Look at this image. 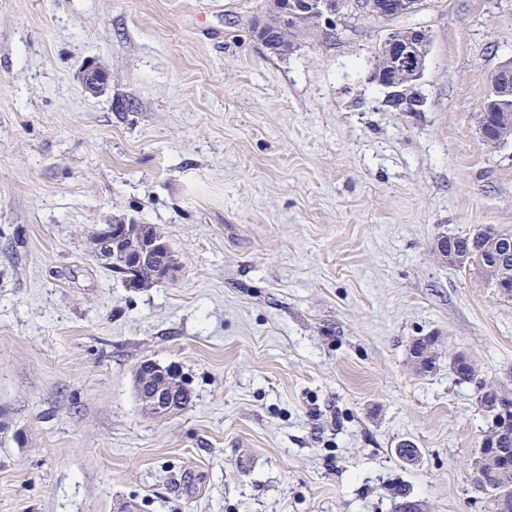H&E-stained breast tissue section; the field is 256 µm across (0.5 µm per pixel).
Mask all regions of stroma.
Returning <instances> with one entry per match:
<instances>
[{
    "label": "stroma",
    "mask_w": 512,
    "mask_h": 512,
    "mask_svg": "<svg viewBox=\"0 0 512 512\" xmlns=\"http://www.w3.org/2000/svg\"><path fill=\"white\" fill-rule=\"evenodd\" d=\"M265 8L0 0V512H394L398 486L490 512L470 473L480 393L512 401V299L436 244L512 229V141L478 127L512 0L399 18L432 33L421 112L369 80L384 23L281 57ZM119 220L164 233L177 279L132 290L96 259ZM146 359L190 407L142 411Z\"/></svg>",
    "instance_id": "stroma-1"
}]
</instances>
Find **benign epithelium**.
Segmentation results:
<instances>
[{
  "label": "benign epithelium",
  "instance_id": "obj_1",
  "mask_svg": "<svg viewBox=\"0 0 512 512\" xmlns=\"http://www.w3.org/2000/svg\"><path fill=\"white\" fill-rule=\"evenodd\" d=\"M353 7L366 21L390 22L395 19L415 15L427 7L425 0H398L396 3H384V0H268L269 16L257 22L255 36L265 41L269 28L286 35L293 30L300 17L312 14L319 30L333 32L344 10ZM432 42V35L426 27L415 24L408 27H392L380 41L378 58L371 73L372 82L387 89L396 88L403 83L422 77ZM85 87L96 90L104 85L105 73L92 63L84 67ZM496 101L512 103V82L501 79L490 84ZM489 108L482 107L480 118L481 142L494 143L495 135L488 128L499 129L504 124L512 125L511 112H498L492 126H487ZM96 234L100 240L95 248L97 259L109 268L122 274V280L128 288L138 284L133 273L145 266L154 269V275L160 279H169L177 271L176 262L170 260V248L161 238L146 233L142 228L133 229L128 224H113L99 228ZM119 259L120 264L113 263ZM416 371L427 373L435 367V351L432 346L414 350L410 356ZM154 375H135V393L144 410L154 417L164 420L182 406L183 391L179 382L160 365L149 362ZM485 412L497 421L504 411L505 402L493 389L485 390L480 398ZM495 450L500 461L512 465V454L500 447L497 438L485 437L480 445V455L486 456L488 449Z\"/></svg>",
  "mask_w": 512,
  "mask_h": 512
}]
</instances>
